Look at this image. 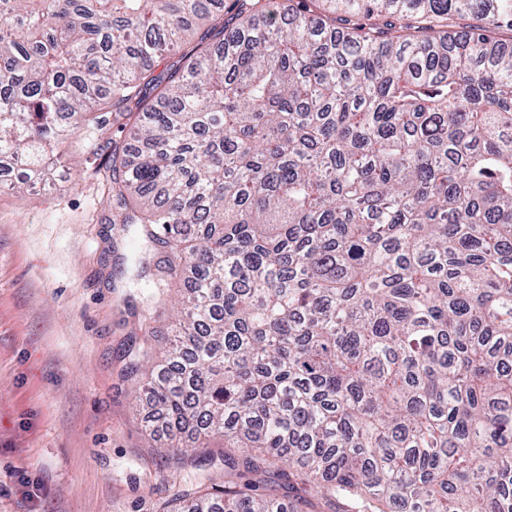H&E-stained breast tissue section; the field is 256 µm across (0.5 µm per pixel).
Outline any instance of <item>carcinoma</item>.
Here are the masks:
<instances>
[{
	"label": "carcinoma",
	"mask_w": 512,
	"mask_h": 512,
	"mask_svg": "<svg viewBox=\"0 0 512 512\" xmlns=\"http://www.w3.org/2000/svg\"><path fill=\"white\" fill-rule=\"evenodd\" d=\"M505 30L512 0H0L9 188L92 130L143 303L184 289L125 351L168 452L224 437L174 512H305L294 477L342 512H512Z\"/></svg>",
	"instance_id": "1"
}]
</instances>
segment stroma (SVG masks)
<instances>
[{
	"label": "stroma",
	"mask_w": 512,
	"mask_h": 512,
	"mask_svg": "<svg viewBox=\"0 0 512 512\" xmlns=\"http://www.w3.org/2000/svg\"><path fill=\"white\" fill-rule=\"evenodd\" d=\"M85 133L32 188L0 187V512H162L190 463L163 452L125 377L130 338L176 304L138 306Z\"/></svg>",
	"instance_id": "stroma-1"
}]
</instances>
